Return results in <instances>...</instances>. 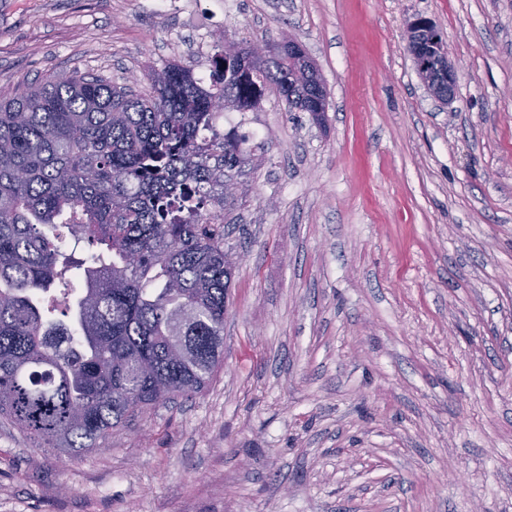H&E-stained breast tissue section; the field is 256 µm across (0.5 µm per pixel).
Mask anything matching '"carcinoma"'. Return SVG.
Masks as SVG:
<instances>
[{
	"label": "carcinoma",
	"mask_w": 512,
	"mask_h": 512,
	"mask_svg": "<svg viewBox=\"0 0 512 512\" xmlns=\"http://www.w3.org/2000/svg\"><path fill=\"white\" fill-rule=\"evenodd\" d=\"M254 64L215 46L206 74L150 67L142 90L72 74L0 88V418L38 448L77 458L146 410L201 392L224 361L235 265L224 251L225 184L269 141L222 132L273 89L313 112L321 76L288 40ZM65 228L96 248L77 261ZM81 288L51 319L39 295Z\"/></svg>",
	"instance_id": "cac0c4a2"
}]
</instances>
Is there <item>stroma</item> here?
<instances>
[{"label":"stroma","instance_id":"stroma-1","mask_svg":"<svg viewBox=\"0 0 512 512\" xmlns=\"http://www.w3.org/2000/svg\"><path fill=\"white\" fill-rule=\"evenodd\" d=\"M282 34L329 107L218 122L274 143L224 238L223 367L72 461L0 423V512H512V0H0V88ZM434 29L436 33L432 49L435 54V57L439 60V67L441 69V75L443 77L441 83L440 81L436 83L434 87H431L428 82L427 89L431 93V95L442 103L451 102L455 95V89L457 86V72L452 63L448 60L447 50L444 42L440 41L437 36V31Z\"/></svg>","mask_w":512,"mask_h":512}]
</instances>
